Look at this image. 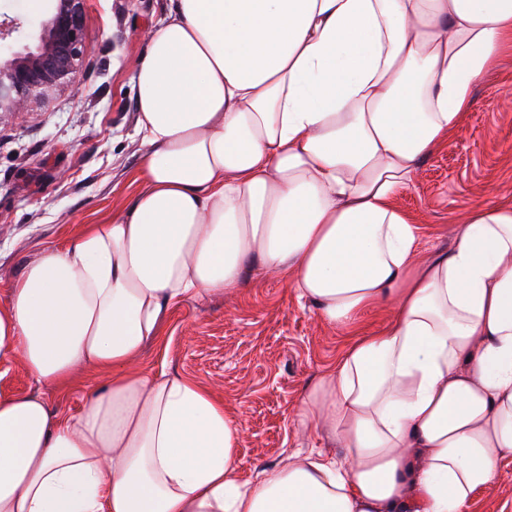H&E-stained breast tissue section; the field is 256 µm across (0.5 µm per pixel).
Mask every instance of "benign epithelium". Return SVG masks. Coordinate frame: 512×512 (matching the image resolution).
<instances>
[{
  "label": "benign epithelium",
  "mask_w": 512,
  "mask_h": 512,
  "mask_svg": "<svg viewBox=\"0 0 512 512\" xmlns=\"http://www.w3.org/2000/svg\"><path fill=\"white\" fill-rule=\"evenodd\" d=\"M50 17L39 22L37 41L17 50L7 42L12 26L0 22V119L27 111L64 85H74L84 52L87 0H50Z\"/></svg>",
  "instance_id": "obj_1"
}]
</instances>
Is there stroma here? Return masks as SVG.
<instances>
[{
    "label": "stroma",
    "instance_id": "35a3bbf8",
    "mask_svg": "<svg viewBox=\"0 0 512 512\" xmlns=\"http://www.w3.org/2000/svg\"><path fill=\"white\" fill-rule=\"evenodd\" d=\"M171 8V0H88L74 86L0 123V303L45 247L64 244L139 192L145 148L137 133L136 75L151 32ZM49 12L48 0H0V20L21 23L13 35L20 47L34 43L32 23ZM509 91L512 48L476 82L472 104L445 146L426 156L399 192L396 204L417 226L423 253L451 247L450 228L462 211L512 201ZM391 314L388 306L370 310L350 333L323 322L284 281L256 270L233 294L174 308L140 366L195 380L223 400L244 427L238 456L248 479L290 453L325 449L293 417L352 335L378 330ZM106 382L91 365L63 387L37 382L21 358L0 364V395H41L66 418L81 412L86 389ZM467 512H512V456Z\"/></svg>",
    "mask_w": 512,
    "mask_h": 512
}]
</instances>
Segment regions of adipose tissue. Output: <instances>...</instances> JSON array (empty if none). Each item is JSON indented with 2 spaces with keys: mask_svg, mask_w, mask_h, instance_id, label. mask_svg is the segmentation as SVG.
Wrapping results in <instances>:
<instances>
[{
  "mask_svg": "<svg viewBox=\"0 0 512 512\" xmlns=\"http://www.w3.org/2000/svg\"><path fill=\"white\" fill-rule=\"evenodd\" d=\"M511 43L512 0H175L136 77L141 191L0 306V363L109 373L71 419L0 396V512H466L512 455V203L424 257L395 198ZM255 268L329 325L395 315L298 415L342 456L244 482L238 421L137 361L172 307Z\"/></svg>",
  "mask_w": 512,
  "mask_h": 512,
  "instance_id": "1",
  "label": "adipose tissue"
}]
</instances>
